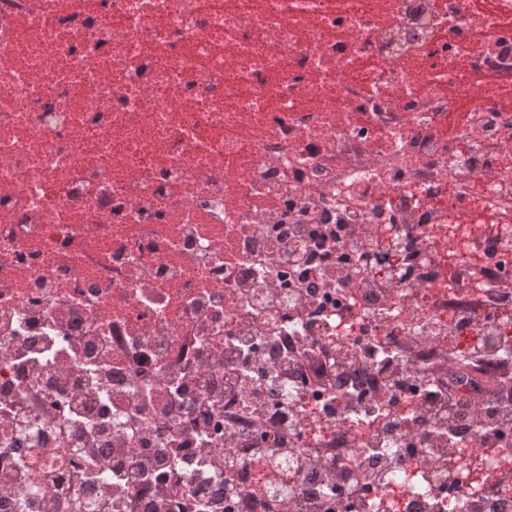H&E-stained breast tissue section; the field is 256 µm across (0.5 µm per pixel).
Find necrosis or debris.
<instances>
[{"mask_svg":"<svg viewBox=\"0 0 512 512\" xmlns=\"http://www.w3.org/2000/svg\"><path fill=\"white\" fill-rule=\"evenodd\" d=\"M497 5L477 18L468 0H0V406L15 408L0 512H65L44 468L70 474L81 512H105L75 463L121 447L153 381L102 392L40 361L34 336L81 340L100 362L158 354L196 397L243 353L282 352L278 400L257 392L250 418L229 390L211 406V431L243 437L224 512H314L311 479L332 512L366 482L362 512H512V444L486 450L479 432L512 437V107L447 61L494 66L512 88V0ZM365 55L378 66L362 75ZM461 99L474 122L449 128ZM469 183L479 200L449 196ZM325 225L356 274L307 298L290 282ZM230 247L276 252V273L225 269ZM196 307L229 335L220 354ZM392 336L402 351L378 390L332 403L288 355L308 345L347 379ZM464 365L492 405L459 382L452 415L430 383ZM418 433L422 460L406 451ZM265 437L280 446L260 479L244 462ZM159 493L134 479L106 512H149Z\"/></svg>","mask_w":512,"mask_h":512,"instance_id":"necrosis-or-debris-1","label":"necrosis or debris"}]
</instances>
